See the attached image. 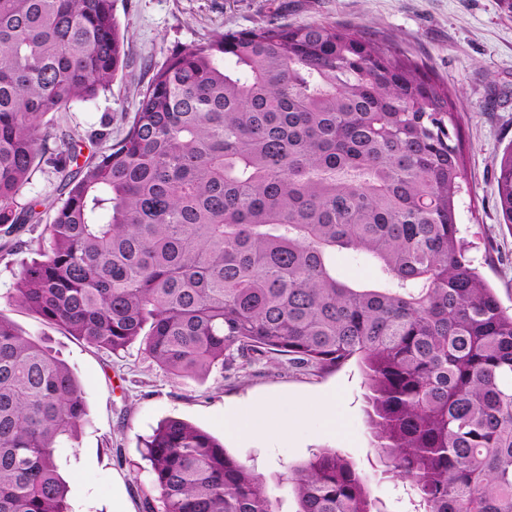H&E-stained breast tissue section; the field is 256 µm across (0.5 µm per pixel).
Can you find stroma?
Returning <instances> with one entry per match:
<instances>
[{"instance_id": "stroma-1", "label": "stroma", "mask_w": 512, "mask_h": 512, "mask_svg": "<svg viewBox=\"0 0 512 512\" xmlns=\"http://www.w3.org/2000/svg\"><path fill=\"white\" fill-rule=\"evenodd\" d=\"M116 5L129 50L124 75L106 96L53 115L85 158L103 148L92 135L104 119L112 121L113 138L122 137L150 65L214 35L270 22L336 23L369 38L391 39L408 57L426 63L447 82L461 114L460 232L473 245L475 265L512 313V227L498 209L496 183V164L512 145V11L504 0H117ZM30 259L22 248L0 250V314L58 352L83 384L89 423L59 451L70 512H144L154 491L142 441L168 417L209 432L254 465L276 512L298 508L291 489L278 481L288 465L305 462L321 448L338 449L360 463L372 457L366 387L357 361L331 371L262 363L217 367L204 378L178 382L139 345L112 355L10 302L13 282ZM326 394L335 399L332 424L316 408ZM279 399L291 403L288 433L251 437L225 430V411Z\"/></svg>"}]
</instances>
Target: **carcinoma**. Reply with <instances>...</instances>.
Listing matches in <instances>:
<instances>
[{
  "label": "carcinoma",
  "instance_id": "carcinoma-1",
  "mask_svg": "<svg viewBox=\"0 0 512 512\" xmlns=\"http://www.w3.org/2000/svg\"><path fill=\"white\" fill-rule=\"evenodd\" d=\"M115 0H0V227L48 167L62 204L19 246L11 300L175 380L287 361L363 367L374 451L412 512H512V314L459 237V115L431 69L333 23L268 24L171 52L124 136L78 165L46 120L128 67ZM512 224V148L496 174ZM380 283L336 276V252ZM78 377L0 315V512H69L58 449ZM146 512H276L263 476L177 418L144 442ZM298 512H386L335 449L288 467Z\"/></svg>",
  "mask_w": 512,
  "mask_h": 512
}]
</instances>
